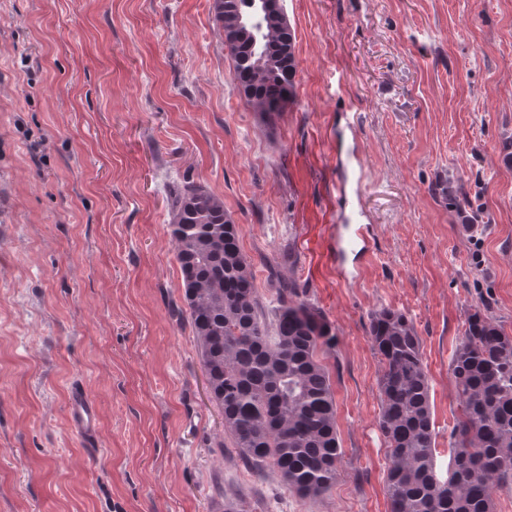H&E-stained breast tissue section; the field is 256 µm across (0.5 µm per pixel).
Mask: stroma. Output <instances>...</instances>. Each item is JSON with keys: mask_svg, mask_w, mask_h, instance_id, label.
<instances>
[{"mask_svg": "<svg viewBox=\"0 0 512 512\" xmlns=\"http://www.w3.org/2000/svg\"><path fill=\"white\" fill-rule=\"evenodd\" d=\"M293 97L268 117L232 82L213 0H0V512H389L369 317L413 322L436 464L461 411L470 313L512 335V0H283ZM189 180L277 281L332 323L343 451L319 499L219 449L167 226ZM462 185L461 208L448 184ZM372 255L336 269L337 210ZM98 435L67 424L71 385Z\"/></svg>", "mask_w": 512, "mask_h": 512, "instance_id": "obj_1", "label": "stroma"}]
</instances>
